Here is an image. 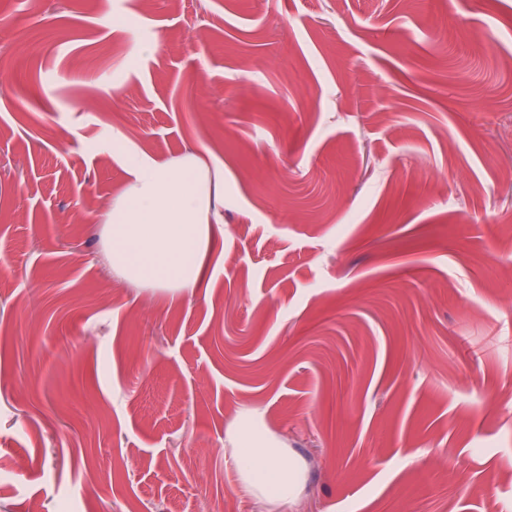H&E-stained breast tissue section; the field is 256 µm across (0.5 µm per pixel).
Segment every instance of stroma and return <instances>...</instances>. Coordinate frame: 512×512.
<instances>
[{"label":"stroma","mask_w":512,"mask_h":512,"mask_svg":"<svg viewBox=\"0 0 512 512\" xmlns=\"http://www.w3.org/2000/svg\"><path fill=\"white\" fill-rule=\"evenodd\" d=\"M204 152L224 245L135 288L112 152ZM512 0H0V512H512ZM224 452L236 459L243 489L271 509L292 501L301 485L299 468L283 464V448L268 438L259 415L244 411L230 424Z\"/></svg>","instance_id":"1"}]
</instances>
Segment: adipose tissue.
<instances>
[{"label": "adipose tissue", "mask_w": 512, "mask_h": 512, "mask_svg": "<svg viewBox=\"0 0 512 512\" xmlns=\"http://www.w3.org/2000/svg\"><path fill=\"white\" fill-rule=\"evenodd\" d=\"M112 148L122 153L128 180L101 214L109 265L122 280L141 288L194 292L205 282L224 240L223 176L196 153L159 162L125 151L117 136ZM224 445L252 497L275 512L297 496L301 472L282 463V449L265 435L256 412L237 416Z\"/></svg>", "instance_id": "obj_1"}]
</instances>
